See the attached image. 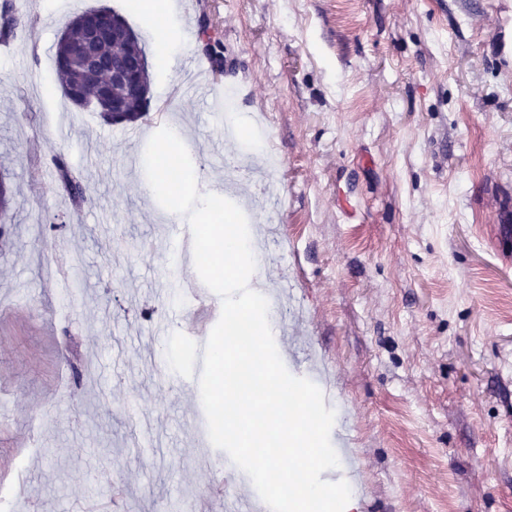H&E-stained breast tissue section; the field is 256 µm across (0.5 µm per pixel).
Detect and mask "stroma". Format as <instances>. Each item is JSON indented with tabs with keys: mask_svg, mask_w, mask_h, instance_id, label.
Returning a JSON list of instances; mask_svg holds the SVG:
<instances>
[{
	"mask_svg": "<svg viewBox=\"0 0 512 512\" xmlns=\"http://www.w3.org/2000/svg\"><path fill=\"white\" fill-rule=\"evenodd\" d=\"M176 2L167 57L131 0H16L0 487L32 512H194L224 465L217 448L196 462L183 384L192 331L218 319L180 298L186 217L142 189L177 127L199 192L276 228L254 275L289 282L277 350L335 412L323 479L348 483L352 512H512V0ZM102 7L147 54L133 125L76 106L55 73L60 33ZM205 30L224 53L208 75ZM57 156L91 203L60 189Z\"/></svg>",
	"mask_w": 512,
	"mask_h": 512,
	"instance_id": "1",
	"label": "stroma"
}]
</instances>
